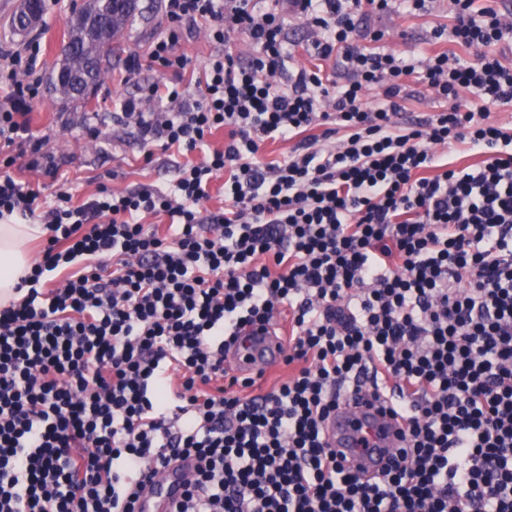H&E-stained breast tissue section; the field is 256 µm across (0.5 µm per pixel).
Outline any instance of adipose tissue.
<instances>
[{"label": "adipose tissue", "mask_w": 512, "mask_h": 512, "mask_svg": "<svg viewBox=\"0 0 512 512\" xmlns=\"http://www.w3.org/2000/svg\"><path fill=\"white\" fill-rule=\"evenodd\" d=\"M41 234L38 224H0V301L14 296L30 262L27 245Z\"/></svg>", "instance_id": "adipose-tissue-1"}]
</instances>
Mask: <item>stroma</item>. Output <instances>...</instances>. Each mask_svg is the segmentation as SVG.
<instances>
[{
    "mask_svg": "<svg viewBox=\"0 0 512 512\" xmlns=\"http://www.w3.org/2000/svg\"><path fill=\"white\" fill-rule=\"evenodd\" d=\"M46 13L36 31L42 45L44 72H51L67 30L66 19L75 8V0H46ZM166 23L162 0H155L148 18L136 20L128 27L121 42L122 56L112 60V76L97 88L91 103L61 104L52 86H45L34 112L33 129L47 135L61 164L60 181L43 179L42 193L52 196L60 190L69 191L75 203H82L93 195L100 182H108L116 191H124L143 184H169L178 176L174 161L162 153H155L151 165L142 162L145 148L137 133L125 125L115 113L119 99L136 95L140 86L156 81L159 74L142 67L131 75L127 83L116 81L115 75L123 69L127 54H146L151 41ZM452 18L447 0H437L429 16L406 13L401 8L372 16L370 29L382 31V43L408 60H421L431 54L435 46L430 40L432 26H451ZM101 130V139H92L93 130Z\"/></svg>",
    "mask_w": 512,
    "mask_h": 512,
    "instance_id": "obj_1",
    "label": "stroma"
}]
</instances>
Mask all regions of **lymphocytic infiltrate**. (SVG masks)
Masks as SVG:
<instances>
[{
    "instance_id": "lymphocytic-infiltrate-1",
    "label": "lymphocytic infiltrate",
    "mask_w": 512,
    "mask_h": 512,
    "mask_svg": "<svg viewBox=\"0 0 512 512\" xmlns=\"http://www.w3.org/2000/svg\"><path fill=\"white\" fill-rule=\"evenodd\" d=\"M474 2L448 0L453 26L432 29L469 57L416 66L358 41L381 39L366 12L427 15L432 0H164L167 27L125 63L161 79L120 118L179 176L79 205L11 174L60 166L31 124L38 39L0 55V222L46 231L20 299L0 305V512H135L139 476L189 457L177 512H512V135L490 113L512 102V66L492 51L512 13ZM290 16L344 82L289 68ZM193 27L215 51L191 74ZM238 31L246 62L228 48ZM412 73L453 104L404 126ZM317 126L341 145L318 146ZM452 143L483 162L439 163ZM283 315L287 378L258 390L229 375L226 345ZM369 369L408 446L364 479L326 422Z\"/></svg>"
}]
</instances>
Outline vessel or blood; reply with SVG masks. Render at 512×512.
Returning a JSON list of instances; mask_svg holds the SVG:
<instances>
[{
	"mask_svg": "<svg viewBox=\"0 0 512 512\" xmlns=\"http://www.w3.org/2000/svg\"><path fill=\"white\" fill-rule=\"evenodd\" d=\"M244 348L228 359L232 375L258 379L260 373L276 365L284 340L275 327H252ZM403 427L380 410L379 402L364 396L358 403L339 409L326 424V436L336 448L345 468L374 474L385 469L393 455L403 450ZM194 463L182 459L158 470L144 485L137 503L138 512H173Z\"/></svg>",
	"mask_w": 512,
	"mask_h": 512,
	"instance_id": "b4317fda",
	"label": "vessel or blood"
}]
</instances>
